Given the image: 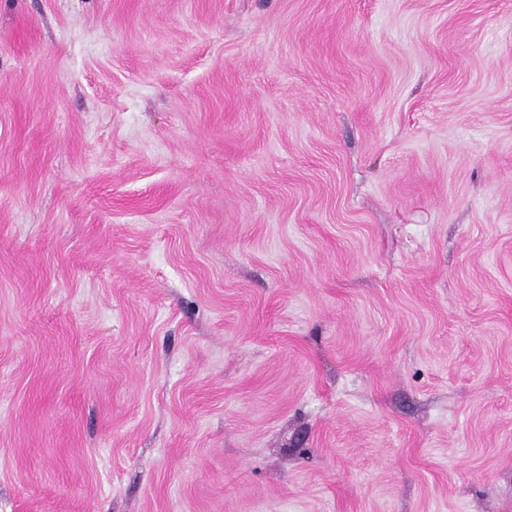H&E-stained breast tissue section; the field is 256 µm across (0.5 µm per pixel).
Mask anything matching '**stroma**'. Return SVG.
<instances>
[{
    "instance_id": "obj_1",
    "label": "stroma",
    "mask_w": 512,
    "mask_h": 512,
    "mask_svg": "<svg viewBox=\"0 0 512 512\" xmlns=\"http://www.w3.org/2000/svg\"><path fill=\"white\" fill-rule=\"evenodd\" d=\"M0 512H512V0H0Z\"/></svg>"
}]
</instances>
